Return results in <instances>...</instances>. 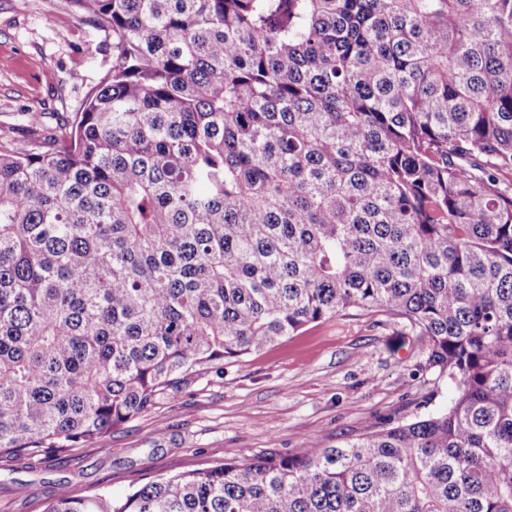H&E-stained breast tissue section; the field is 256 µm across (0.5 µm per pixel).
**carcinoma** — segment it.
<instances>
[{"label": "carcinoma", "mask_w": 512, "mask_h": 512, "mask_svg": "<svg viewBox=\"0 0 512 512\" xmlns=\"http://www.w3.org/2000/svg\"><path fill=\"white\" fill-rule=\"evenodd\" d=\"M112 75L0 145V453L49 459L349 310L455 393L46 512H512V0H74Z\"/></svg>", "instance_id": "1"}]
</instances>
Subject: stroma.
Here are the masks:
<instances>
[{"mask_svg":"<svg viewBox=\"0 0 512 512\" xmlns=\"http://www.w3.org/2000/svg\"><path fill=\"white\" fill-rule=\"evenodd\" d=\"M112 71L107 32L73 0H0V141L23 143L74 119ZM453 388L427 363V341L402 319L351 310L277 346L225 361L113 429L105 447L51 459L0 454V512H45L60 490L121 495L159 475L228 460L327 448L365 423H405L447 405ZM31 492L17 493L18 484Z\"/></svg>","mask_w":512,"mask_h":512,"instance_id":"1","label":"stroma"}]
</instances>
